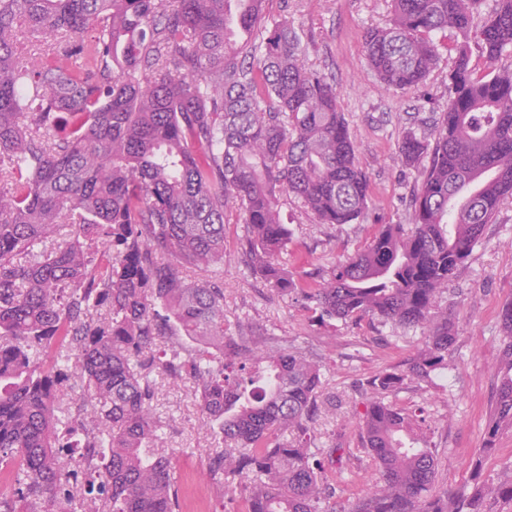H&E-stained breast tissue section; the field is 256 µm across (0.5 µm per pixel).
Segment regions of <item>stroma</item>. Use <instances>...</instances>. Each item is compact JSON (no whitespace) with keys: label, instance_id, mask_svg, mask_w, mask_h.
Segmentation results:
<instances>
[{"label":"stroma","instance_id":"1","mask_svg":"<svg viewBox=\"0 0 512 512\" xmlns=\"http://www.w3.org/2000/svg\"><path fill=\"white\" fill-rule=\"evenodd\" d=\"M390 0H265L263 24L288 20L298 33L308 65L331 78L340 112L369 177V201L359 223L334 227L319 223L303 204L280 193L281 216L294 231L279 264L300 273L355 254L382 224L412 227L410 197L421 171L406 167L398 145L406 132L432 139L448 108L449 74L459 35L434 34L437 59L419 88H386L372 74L363 35L387 26ZM246 228L236 208L224 223V319L236 336H262L280 346H296L320 363L325 376L322 404L314 428L315 445L328 448L344 440L349 449L333 475L336 507L347 512L378 476L362 448L359 420L368 376L396 366L424 341L419 326L331 321L318 323L295 299L269 291L250 275L244 262ZM512 302V197L503 201L482 240L448 283L442 303L455 317L456 341L446 375L409 380L386 400L420 415L419 433L437 462L433 495L470 490L474 471L498 482L512 476V429L503 430L497 450L482 454L485 428L493 414L501 379V310ZM155 412L164 428L159 441L170 459L183 496L182 512H240L249 493L247 477L232 485L208 474V453L215 444L202 424L196 386L154 374Z\"/></svg>","mask_w":512,"mask_h":512}]
</instances>
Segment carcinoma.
Returning <instances> with one entry per match:
<instances>
[{
  "mask_svg": "<svg viewBox=\"0 0 512 512\" xmlns=\"http://www.w3.org/2000/svg\"><path fill=\"white\" fill-rule=\"evenodd\" d=\"M228 0H0V512H180L159 440L151 375L197 385L206 430L221 436L209 474H246L243 512H323L327 466L342 442L311 451L320 364L296 347L237 339L224 324V217L237 204L252 273L295 295L317 320L423 326L405 368L365 382L361 444L379 478L350 512H512V479L433 497L436 459L419 424L383 400L408 378L448 368L453 320L439 301L512 197V72L475 74L470 44L482 0H391L388 26L364 34L386 86L418 88L437 52L431 33L461 35L448 110L433 142L399 144L407 166L429 158L411 201L413 227L383 225L360 252L294 274L276 257L292 230L278 194L321 224L362 217L369 199L336 88L306 62L282 20L259 46L263 0L229 21ZM478 48L512 47V0H496ZM42 38L27 56L17 34ZM93 31L88 36L86 32ZM67 237L48 240L60 228ZM106 313H101V309ZM504 372L481 453L512 428V301L502 309ZM178 337L186 355L157 343ZM90 417L60 427L73 377ZM291 431L281 439L278 432ZM64 448H96L78 464Z\"/></svg>",
  "mask_w": 512,
  "mask_h": 512,
  "instance_id": "carcinoma-1",
  "label": "carcinoma"
}]
</instances>
